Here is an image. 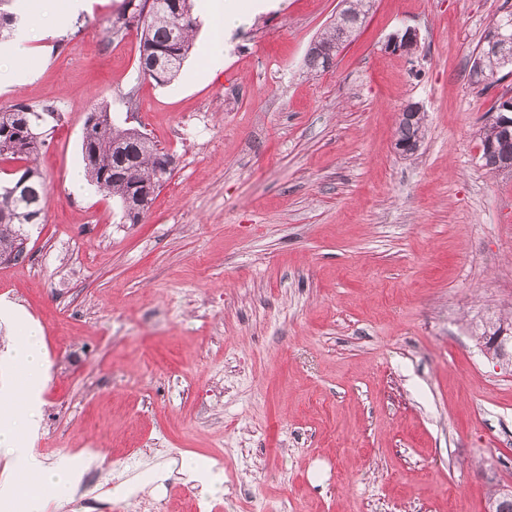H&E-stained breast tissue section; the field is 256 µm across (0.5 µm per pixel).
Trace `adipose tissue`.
<instances>
[{"mask_svg": "<svg viewBox=\"0 0 512 512\" xmlns=\"http://www.w3.org/2000/svg\"><path fill=\"white\" fill-rule=\"evenodd\" d=\"M46 0H36L27 16L19 18L13 35L7 43L0 44V57L13 60L14 65L6 74L7 80L20 84L31 76L27 59L36 37H47L54 26L62 24L67 16L82 7V0H58L53 6V20L42 29H35L33 17L39 16ZM24 336L13 357L23 365L25 381L7 391L0 390V403L5 410L0 413V447L10 449L16 469L26 473L25 481L13 478L0 483V503L21 498L27 501L32 512H42L48 503L69 497L76 479L72 462L58 461L48 466L33 448V441L42 421L43 393L49 378L47 359L42 344V329L34 323H23ZM21 399V413L8 410L13 399Z\"/></svg>", "mask_w": 512, "mask_h": 512, "instance_id": "ef3b65f1", "label": "adipose tissue"}]
</instances>
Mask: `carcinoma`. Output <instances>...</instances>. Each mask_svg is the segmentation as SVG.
Returning a JSON list of instances; mask_svg holds the SVG:
<instances>
[{"mask_svg":"<svg viewBox=\"0 0 512 512\" xmlns=\"http://www.w3.org/2000/svg\"><path fill=\"white\" fill-rule=\"evenodd\" d=\"M147 2L151 7L145 12L143 4ZM124 6L130 15L116 18L112 26L120 22L125 27L132 21L140 24L139 72L161 85L170 82L193 47L197 20L191 12V0H126ZM369 8L368 0H351V5L341 10L330 30L308 49L306 66L310 72L317 74L331 67L337 43L350 39L358 28L355 18ZM476 59L489 75L502 68L500 58L482 49ZM31 112L24 103L0 110V158L36 159L45 140L23 132ZM396 135L397 142L410 150L419 149L425 135L423 116L399 121ZM81 158L91 183L112 196L122 209L128 200L138 199L143 215L150 209L156 189L171 173L167 166L173 163L146 134L116 126L104 109L92 112L85 123ZM47 193L45 179L36 166L28 165L0 184V256L22 255L26 241L23 227L41 223Z\"/></svg>","mask_w":512,"mask_h":512,"instance_id":"1","label":"carcinoma"}]
</instances>
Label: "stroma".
I'll list each match as a JSON object with an SVG mask.
<instances>
[{
	"label": "stroma",
	"mask_w": 512,
	"mask_h": 512,
	"mask_svg": "<svg viewBox=\"0 0 512 512\" xmlns=\"http://www.w3.org/2000/svg\"><path fill=\"white\" fill-rule=\"evenodd\" d=\"M124 0H87L34 44V75L0 83V109L62 119L36 159L49 186L0 301L44 331L45 464L72 460L70 498L121 512H187L186 458L222 470L201 512H486L512 490V363L486 357L488 319L512 321V171L480 160L479 133L512 70L477 85L488 24L512 0H374L329 71L305 65L341 0H281L208 39L166 85L140 76ZM418 34L414 52L387 39ZM424 113L411 156L399 114ZM107 105L173 159L145 217L127 223L81 169L86 117Z\"/></svg>",
	"instance_id": "1"
}]
</instances>
